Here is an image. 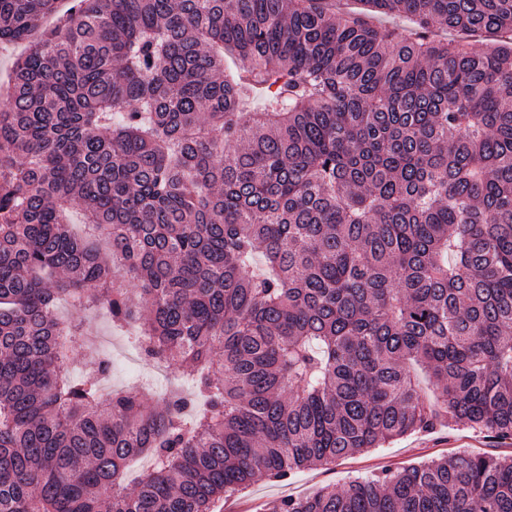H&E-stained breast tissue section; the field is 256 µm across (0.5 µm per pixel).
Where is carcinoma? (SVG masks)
I'll list each match as a JSON object with an SVG mask.
<instances>
[{"mask_svg": "<svg viewBox=\"0 0 512 512\" xmlns=\"http://www.w3.org/2000/svg\"><path fill=\"white\" fill-rule=\"evenodd\" d=\"M332 2L0 0V44L37 35L0 101V512H213L439 424L512 437V46L438 38L512 35V0H362L406 34ZM69 299L189 392L76 371ZM268 512H512V458Z\"/></svg>", "mask_w": 512, "mask_h": 512, "instance_id": "carcinoma-1", "label": "carcinoma"}]
</instances>
